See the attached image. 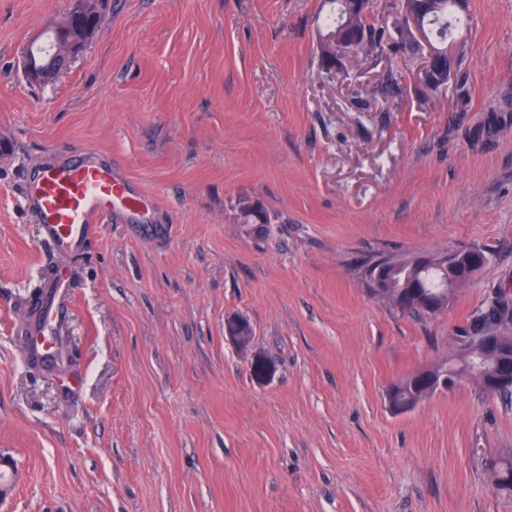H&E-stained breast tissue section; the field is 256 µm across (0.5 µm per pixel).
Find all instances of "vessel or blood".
<instances>
[{"mask_svg":"<svg viewBox=\"0 0 512 512\" xmlns=\"http://www.w3.org/2000/svg\"><path fill=\"white\" fill-rule=\"evenodd\" d=\"M23 183L24 210L40 224L54 249L71 253L82 252L99 225L148 209L144 192L103 152L50 153L38 168L26 170ZM52 288L53 297L38 300L41 322L26 340L29 352L42 359L51 354L46 338L62 316L57 294L63 284L53 281Z\"/></svg>","mask_w":512,"mask_h":512,"instance_id":"1","label":"vessel or blood"}]
</instances>
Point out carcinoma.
Listing matches in <instances>:
<instances>
[{
	"label": "carcinoma",
	"instance_id": "obj_1",
	"mask_svg": "<svg viewBox=\"0 0 512 512\" xmlns=\"http://www.w3.org/2000/svg\"><path fill=\"white\" fill-rule=\"evenodd\" d=\"M332 8L318 17L317 27L323 31H334L344 21V0H328ZM441 8L428 12L423 17V26L439 39L445 47L448 34L464 24L462 11L455 0H440ZM360 30H368L369 45L364 52L379 56L387 47L393 46L394 34L389 26H381L371 20L359 21ZM369 295L381 303L413 315L431 316L448 309L456 290H448V268H422L418 256L379 257L370 262L364 271ZM500 334L512 336V283L503 282L484 302L472 312L468 323L455 336L456 348L448 362L428 368L433 376L448 368L466 373L458 385L475 386L487 396L512 400V382L489 384V379L498 373L497 359L479 354L476 338ZM421 376L412 374L394 382L387 396L390 406L404 414L414 409L427 397L417 385ZM496 469L491 471L493 488L512 497V455L495 458Z\"/></svg>",
	"mask_w": 512,
	"mask_h": 512
}]
</instances>
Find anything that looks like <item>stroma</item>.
Instances as JSON below:
<instances>
[{"mask_svg": "<svg viewBox=\"0 0 512 512\" xmlns=\"http://www.w3.org/2000/svg\"><path fill=\"white\" fill-rule=\"evenodd\" d=\"M323 5L106 0L36 86L22 53L68 2L0 0V512H512L484 467L512 453V404L387 398L512 280V0H467L463 112L400 54L351 56L353 88L323 69ZM51 148L112 154L153 213L56 252L21 205ZM470 246L488 261L439 315L367 293L374 258ZM58 270L59 358L36 364L23 335Z\"/></svg>", "mask_w": 512, "mask_h": 512, "instance_id": "obj_1", "label": "stroma"}]
</instances>
